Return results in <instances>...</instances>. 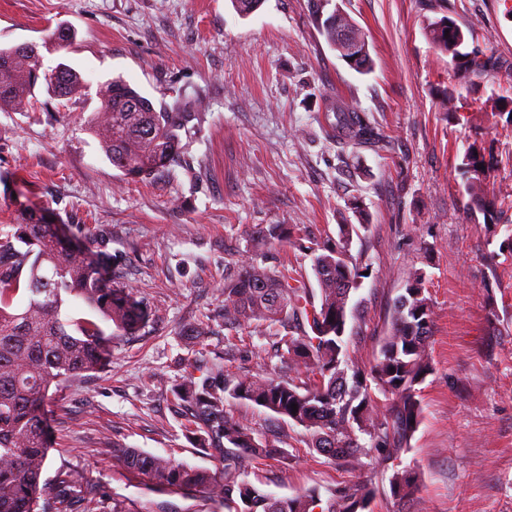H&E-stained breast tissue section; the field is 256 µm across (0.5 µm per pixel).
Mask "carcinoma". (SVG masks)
<instances>
[{"mask_svg": "<svg viewBox=\"0 0 512 512\" xmlns=\"http://www.w3.org/2000/svg\"><path fill=\"white\" fill-rule=\"evenodd\" d=\"M321 28L335 50L342 31L359 35L353 22L335 13ZM427 30L439 51L460 56L463 32L452 20L444 16L428 23ZM350 66L360 73L372 70L366 41ZM490 68L491 59L483 53L465 54L464 76L480 77ZM41 85L60 99L87 87L82 75L64 63L43 70L39 54L26 44L0 48V107L30 103ZM98 95L100 105L88 129L123 178L143 181L177 163L184 150L181 132L198 113L177 101L157 106L122 77L102 84ZM330 111L336 113L331 124L336 139L369 146L378 142L354 106L338 101ZM462 166L469 206L495 211L501 193L485 148L469 144ZM354 231L353 225L341 224L338 241L308 245L285 224L249 230L258 245L286 242L309 252L318 288L309 287L298 272L241 260L224 278V326L265 328L271 340L266 350L270 373L241 378L221 369L201 379L191 374L175 392L185 427L196 436L200 451L219 462L218 472L136 448L113 449L129 471L169 493L202 489L224 505V512H368L375 489L366 483L330 490L325 501L315 488L276 497L253 486L247 480L252 461L283 457L286 449L277 432L257 437L226 408L231 399L249 401L302 427L307 448L349 470L359 468L364 456L388 461L407 446L421 420L417 386L432 371L426 272H407L404 293L392 302L378 357L369 365L360 363L345 327L348 318L362 316L350 305L361 278L346 256L345 242ZM108 244L105 235L90 234L83 224H55L30 209L0 224V512H96L97 492L77 471L58 469L52 498L42 477L50 448V389L98 370L111 352L112 335L131 336L152 315L138 292L112 270ZM71 297L113 325L114 333H106L93 318L66 317L63 306ZM379 393L389 401L383 415ZM418 480L413 467L395 470L391 497L407 500Z\"/></svg>", "mask_w": 512, "mask_h": 512, "instance_id": "carcinoma-1", "label": "carcinoma"}]
</instances>
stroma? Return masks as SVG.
<instances>
[{
  "label": "stroma",
  "mask_w": 512,
  "mask_h": 512,
  "mask_svg": "<svg viewBox=\"0 0 512 512\" xmlns=\"http://www.w3.org/2000/svg\"><path fill=\"white\" fill-rule=\"evenodd\" d=\"M331 2L364 33L371 73L327 44L310 0H262L244 18L231 0H0V48L36 44L44 68L63 62L87 82L73 99L41 91L30 107L0 110V222L23 202L63 224L103 228L124 282L154 311L139 334L113 337L103 368L48 404L43 477L63 465L80 471L102 512L116 499L126 512L164 500L175 512H224L198 491H149L112 450L213 468L173 400L195 350L186 328L209 321L208 365L255 376L268 342L225 330V265L252 257L315 279L310 256L288 244L255 249L243 234L255 224L294 225L318 242L357 225L347 250L363 276L351 300L365 312L351 349L366 363L379 354L406 271L423 269L433 371L419 386L421 423L406 451L394 462L365 458L358 471L310 453L301 427L228 402L258 432L280 431L289 450L254 460L249 481L289 497L368 480L372 512H512V259L487 262L500 240L467 210L461 167L468 144L482 143L512 190V119L488 106L512 100V0ZM443 16L491 56L486 75L463 77L431 44L425 27ZM59 27L74 34L62 48L50 39ZM118 76L153 101L186 99L202 116L182 136L179 165L143 182L123 180L86 129L100 84ZM336 98L366 112L383 149L327 136ZM399 463L420 473L403 505L389 490Z\"/></svg>",
  "instance_id": "obj_1"
}]
</instances>
